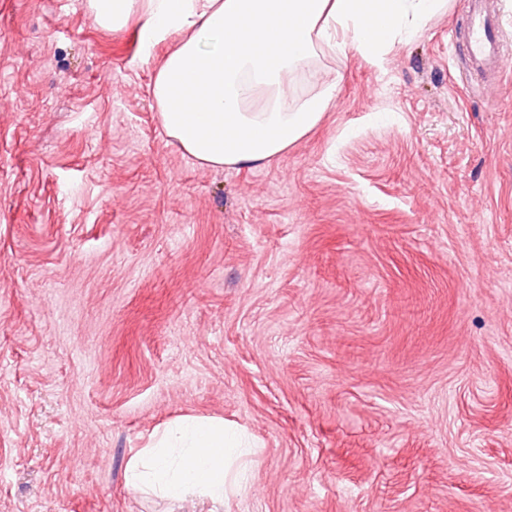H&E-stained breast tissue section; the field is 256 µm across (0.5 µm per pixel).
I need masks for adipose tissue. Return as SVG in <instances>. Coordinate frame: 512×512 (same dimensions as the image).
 <instances>
[{
    "instance_id": "adipose-tissue-1",
    "label": "adipose tissue",
    "mask_w": 512,
    "mask_h": 512,
    "mask_svg": "<svg viewBox=\"0 0 512 512\" xmlns=\"http://www.w3.org/2000/svg\"><path fill=\"white\" fill-rule=\"evenodd\" d=\"M105 29L139 28L144 54L172 49L151 94L162 127L210 168L258 166L286 153L323 119L335 83L295 100L296 76L322 56L358 51L382 64L418 35L448 0H87ZM220 420H188L154 434L127 465L142 493L223 502L247 469Z\"/></svg>"
}]
</instances>
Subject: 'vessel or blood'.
I'll use <instances>...</instances> for the list:
<instances>
[{
  "label": "vessel or blood",
  "mask_w": 512,
  "mask_h": 512,
  "mask_svg": "<svg viewBox=\"0 0 512 512\" xmlns=\"http://www.w3.org/2000/svg\"><path fill=\"white\" fill-rule=\"evenodd\" d=\"M501 26L493 0H470L466 23L451 28L452 42L466 46L473 74L489 72L499 79L512 70V52L503 44Z\"/></svg>",
  "instance_id": "obj_1"
}]
</instances>
